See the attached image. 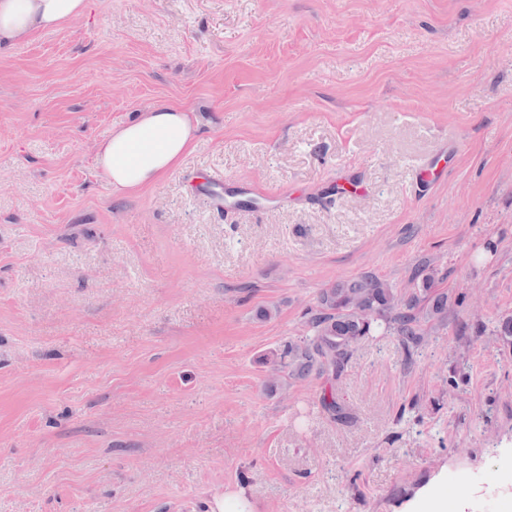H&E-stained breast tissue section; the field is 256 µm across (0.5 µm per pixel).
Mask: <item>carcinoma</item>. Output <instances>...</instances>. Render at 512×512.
<instances>
[{
    "mask_svg": "<svg viewBox=\"0 0 512 512\" xmlns=\"http://www.w3.org/2000/svg\"><path fill=\"white\" fill-rule=\"evenodd\" d=\"M420 276L419 291L409 295L397 292L372 275L322 289V311L309 320L312 335L284 342L275 354L279 369L295 380L313 374L335 380L344 373L353 346L363 339L393 330L405 346H416L421 336L418 312L425 311L428 319L448 312V294L436 291L435 272L424 269ZM321 406L335 421L350 419L346 407L333 392L323 394Z\"/></svg>",
    "mask_w": 512,
    "mask_h": 512,
    "instance_id": "cac0c4a2",
    "label": "carcinoma"
}]
</instances>
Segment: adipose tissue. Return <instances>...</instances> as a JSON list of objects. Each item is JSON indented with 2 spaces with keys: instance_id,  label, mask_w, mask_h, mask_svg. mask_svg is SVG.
I'll return each instance as SVG.
<instances>
[{
  "instance_id": "adipose-tissue-1",
  "label": "adipose tissue",
  "mask_w": 512,
  "mask_h": 512,
  "mask_svg": "<svg viewBox=\"0 0 512 512\" xmlns=\"http://www.w3.org/2000/svg\"><path fill=\"white\" fill-rule=\"evenodd\" d=\"M87 0H0V51L82 17ZM197 124L187 110L160 104L95 142L98 169L113 189L133 191L162 179L194 145Z\"/></svg>"
}]
</instances>
